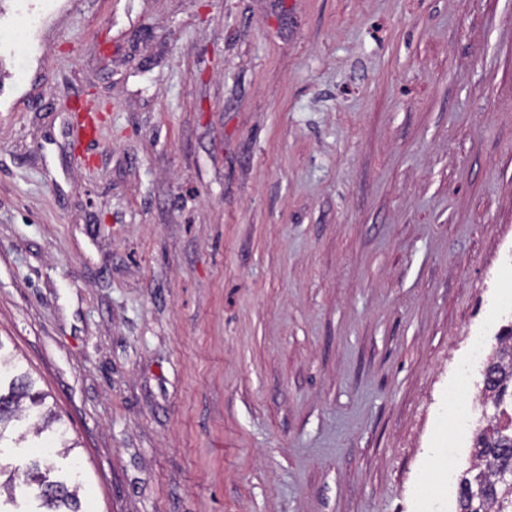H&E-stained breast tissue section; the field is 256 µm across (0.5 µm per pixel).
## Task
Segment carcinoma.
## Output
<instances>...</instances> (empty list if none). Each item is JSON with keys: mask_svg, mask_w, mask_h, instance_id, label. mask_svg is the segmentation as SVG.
<instances>
[{"mask_svg": "<svg viewBox=\"0 0 512 512\" xmlns=\"http://www.w3.org/2000/svg\"><path fill=\"white\" fill-rule=\"evenodd\" d=\"M497 347L483 372L481 405L492 403L495 416L480 431L474 447V464L462 475L458 488V512H512V325L496 336ZM12 369L9 380L0 375V457L25 435L14 438L27 417L43 419L33 428L39 437L52 423V414L40 412L47 394L36 389L28 372H19L12 360L0 354V369ZM54 467L32 459L24 467L0 463V490L6 502H14L18 486L41 501L49 512H80L82 482L66 483L51 478Z\"/></svg>", "mask_w": 512, "mask_h": 512, "instance_id": "cac0c4a2", "label": "carcinoma"}]
</instances>
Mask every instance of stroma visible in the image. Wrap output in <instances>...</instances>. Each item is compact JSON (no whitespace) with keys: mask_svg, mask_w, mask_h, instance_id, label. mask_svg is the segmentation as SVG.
<instances>
[{"mask_svg":"<svg viewBox=\"0 0 512 512\" xmlns=\"http://www.w3.org/2000/svg\"><path fill=\"white\" fill-rule=\"evenodd\" d=\"M29 2L0 347L82 512H457L448 390L512 324V0Z\"/></svg>","mask_w":512,"mask_h":512,"instance_id":"1","label":"stroma"}]
</instances>
